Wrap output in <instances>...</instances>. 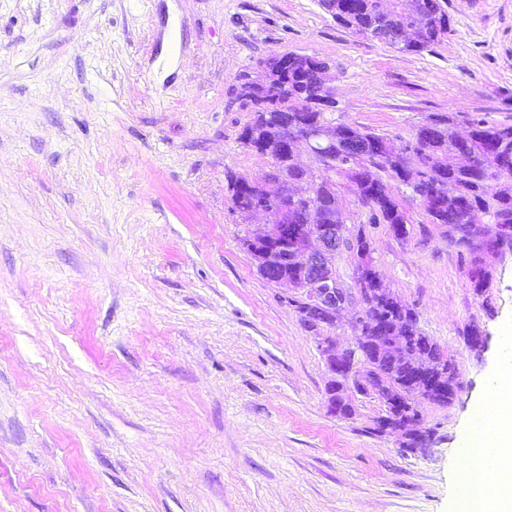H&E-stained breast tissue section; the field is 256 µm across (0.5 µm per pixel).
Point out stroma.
I'll return each instance as SVG.
<instances>
[{
  "instance_id": "1",
  "label": "stroma",
  "mask_w": 512,
  "mask_h": 512,
  "mask_svg": "<svg viewBox=\"0 0 512 512\" xmlns=\"http://www.w3.org/2000/svg\"><path fill=\"white\" fill-rule=\"evenodd\" d=\"M450 32L399 52L317 0H0V512H456L472 414L512 361V250L469 264L393 184L407 233L365 225L383 282L452 360L411 396L427 451L350 392L326 409L313 335L243 248L227 170L259 61L331 65L337 120L395 141L452 115L512 124V0H445ZM488 338L470 349L469 326Z\"/></svg>"
}]
</instances>
